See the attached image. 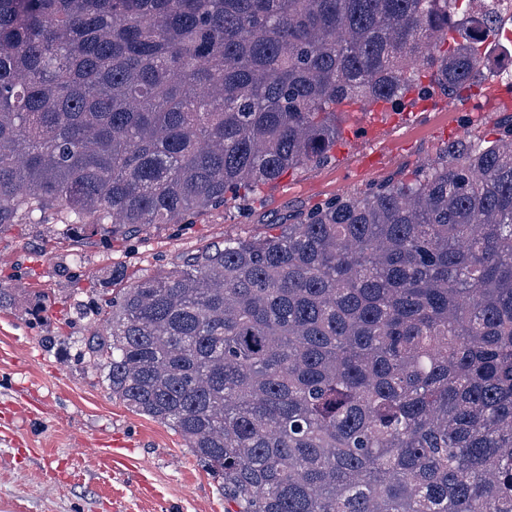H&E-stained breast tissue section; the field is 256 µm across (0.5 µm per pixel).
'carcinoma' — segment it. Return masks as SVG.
<instances>
[{
	"label": "carcinoma",
	"instance_id": "carcinoma-1",
	"mask_svg": "<svg viewBox=\"0 0 512 512\" xmlns=\"http://www.w3.org/2000/svg\"><path fill=\"white\" fill-rule=\"evenodd\" d=\"M472 0H0V228L131 237L476 84ZM87 353L225 512H512V121L109 300Z\"/></svg>",
	"mask_w": 512,
	"mask_h": 512
}]
</instances>
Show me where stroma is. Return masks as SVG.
<instances>
[{"instance_id": "stroma-1", "label": "stroma", "mask_w": 512, "mask_h": 512, "mask_svg": "<svg viewBox=\"0 0 512 512\" xmlns=\"http://www.w3.org/2000/svg\"><path fill=\"white\" fill-rule=\"evenodd\" d=\"M499 83L400 112L340 115L327 161L284 176L262 205L234 204L195 224H153L135 238L77 237L60 224L0 229V512H224L220 482L171 426L113 397L86 354L113 291L197 252L277 233L325 201L411 177L466 135L494 139L508 114ZM47 297L36 308L32 289Z\"/></svg>"}]
</instances>
